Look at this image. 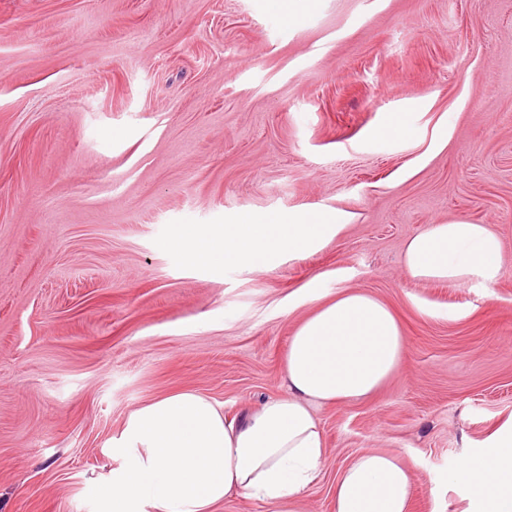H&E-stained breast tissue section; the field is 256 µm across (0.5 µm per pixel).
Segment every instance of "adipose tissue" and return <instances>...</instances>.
<instances>
[{"label": "adipose tissue", "mask_w": 512, "mask_h": 512, "mask_svg": "<svg viewBox=\"0 0 512 512\" xmlns=\"http://www.w3.org/2000/svg\"><path fill=\"white\" fill-rule=\"evenodd\" d=\"M347 225L341 212H243L221 228L179 230L175 241L195 261L249 268L321 247ZM407 273L420 280L493 285L502 243L487 224L426 225L404 248ZM318 307L295 329L283 362L281 395L241 422L204 395L152 400L121 433V467L101 488L104 512H215L230 494L298 512L326 459L317 406L368 396L398 370L405 339L389 308L352 289L320 292ZM451 480L466 485L477 512H512V425L488 451L466 459ZM411 470L398 454L368 450L336 477L334 512H409Z\"/></svg>", "instance_id": "obj_1"}]
</instances>
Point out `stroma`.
Masks as SVG:
<instances>
[{"label": "stroma", "instance_id": "obj_1", "mask_svg": "<svg viewBox=\"0 0 512 512\" xmlns=\"http://www.w3.org/2000/svg\"><path fill=\"white\" fill-rule=\"evenodd\" d=\"M0 0V512H100L129 415L194 391L237 421L282 394L311 284L369 293L396 376L316 416L333 512L370 449L412 469L410 512H468L457 465L512 418V0ZM404 134L379 135L389 117ZM338 210L322 249L191 260L192 224ZM448 219L503 246L491 287L412 279Z\"/></svg>", "mask_w": 512, "mask_h": 512}]
</instances>
